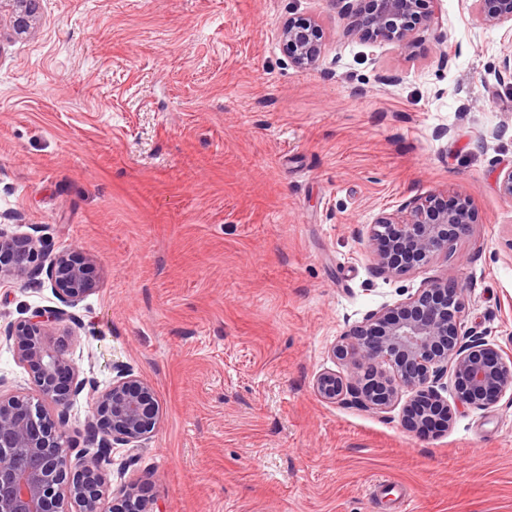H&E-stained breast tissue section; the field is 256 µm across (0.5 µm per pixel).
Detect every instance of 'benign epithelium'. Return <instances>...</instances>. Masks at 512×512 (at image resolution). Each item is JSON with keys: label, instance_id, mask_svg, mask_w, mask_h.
Returning a JSON list of instances; mask_svg holds the SVG:
<instances>
[{"label": "benign epithelium", "instance_id": "1", "mask_svg": "<svg viewBox=\"0 0 512 512\" xmlns=\"http://www.w3.org/2000/svg\"><path fill=\"white\" fill-rule=\"evenodd\" d=\"M349 0L353 30L368 41L407 44L414 30L430 21L429 0ZM487 24L512 22V0H472ZM0 12L12 19L17 35L35 24L37 0H0ZM280 41L293 65L315 69L322 57L319 25L290 18ZM474 209L465 198L431 193L409 202L403 218L380 214L368 236V248L379 269L404 275L445 251L469 231ZM61 306L36 309L16 321L7 334L17 359L31 375L24 395L0 393V512H100L104 497L102 464L112 448H141L154 435L161 411L153 386L126 367L116 368L112 384L93 398L89 422L97 454H73L67 437L69 408L88 381L79 378L57 338L68 312L96 287L92 260L78 250L52 254L48 238L0 234V280L17 284L41 270ZM465 289L451 278L439 279L406 300L367 314L333 347V356L354 366L347 377L331 371L313 383L329 403L350 401L384 413L401 407L406 429L426 434L451 428L456 410L496 404L512 391V354L488 343L484 333L464 330ZM452 377L455 402L441 395L443 379ZM411 393L402 400L403 393ZM51 402L57 420L47 418L42 402ZM111 512H154L135 484L112 491Z\"/></svg>", "mask_w": 512, "mask_h": 512}]
</instances>
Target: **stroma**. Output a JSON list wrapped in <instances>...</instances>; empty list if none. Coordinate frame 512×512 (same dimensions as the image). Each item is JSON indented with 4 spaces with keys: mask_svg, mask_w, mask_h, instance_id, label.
Returning <instances> with one entry per match:
<instances>
[{
    "mask_svg": "<svg viewBox=\"0 0 512 512\" xmlns=\"http://www.w3.org/2000/svg\"><path fill=\"white\" fill-rule=\"evenodd\" d=\"M409 45L366 42L335 0H39L0 47V232L81 247L97 287L70 357L90 389L68 437L86 454L94 391L124 365L161 423L116 448L110 492L141 483L155 512H512V393L416 435L400 408L320 399L332 348L366 314L451 277L464 325L512 352V27L469 0H431ZM322 30L297 69L279 33ZM440 192L475 222L400 277L367 248L380 213ZM46 277L0 282V392L30 377L6 334L58 306ZM280 41L296 68L310 70L320 65L322 33L315 21L302 17L288 19L281 27Z\"/></svg>",
    "mask_w": 512,
    "mask_h": 512,
    "instance_id": "1",
    "label": "stroma"
}]
</instances>
